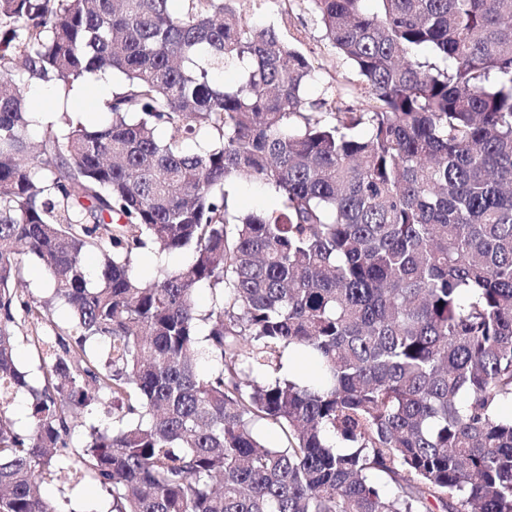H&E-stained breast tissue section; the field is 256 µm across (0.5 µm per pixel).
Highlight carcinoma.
Segmentation results:
<instances>
[{
  "mask_svg": "<svg viewBox=\"0 0 512 512\" xmlns=\"http://www.w3.org/2000/svg\"><path fill=\"white\" fill-rule=\"evenodd\" d=\"M173 2L0 0V512H67L48 476L109 512H512V0H301L360 78L315 100L249 0ZM107 71L104 124L28 141L33 81ZM156 248L190 260L137 278ZM58 305L33 385L16 314ZM236 209L247 211L271 206L275 199L258 183H239L232 189ZM25 279L29 284L30 295L34 299L45 296L48 285L46 270L40 262L34 259H25ZM42 494L50 499L62 502V499H70V505L66 506L75 512H100L106 510L101 491L91 482H83L72 486L60 484L56 481L41 485Z\"/></svg>",
  "mask_w": 512,
  "mask_h": 512,
  "instance_id": "cac0c4a2",
  "label": "carcinoma"
}]
</instances>
